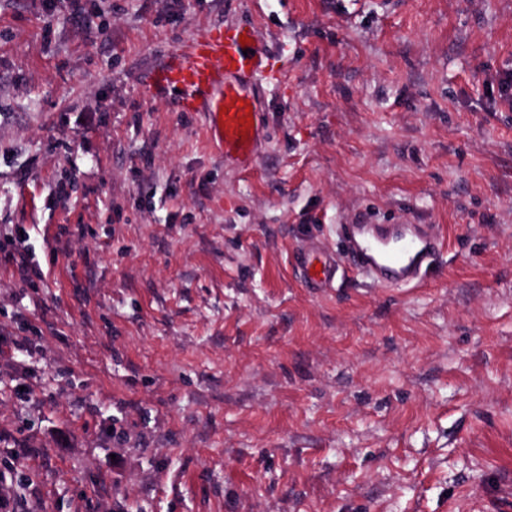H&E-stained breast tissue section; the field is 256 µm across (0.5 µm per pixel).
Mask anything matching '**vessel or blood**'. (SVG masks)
Segmentation results:
<instances>
[{
  "mask_svg": "<svg viewBox=\"0 0 512 512\" xmlns=\"http://www.w3.org/2000/svg\"><path fill=\"white\" fill-rule=\"evenodd\" d=\"M262 72L263 53L254 29L242 25L226 32L219 28L179 51L155 73L151 88L178 91L183 111L205 113L211 141L246 168L255 141L243 138L236 126L246 113L247 84ZM339 232L347 244V263L312 243L297 251L305 287L329 292L348 267L376 288L409 287L422 281L431 260L446 244L436 224H376L363 217L340 225Z\"/></svg>",
  "mask_w": 512,
  "mask_h": 512,
  "instance_id": "obj_1",
  "label": "vessel or blood"
}]
</instances>
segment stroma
Listing matches in <instances>:
<instances>
[{"instance_id":"stroma-1","label":"stroma","mask_w":512,"mask_h":512,"mask_svg":"<svg viewBox=\"0 0 512 512\" xmlns=\"http://www.w3.org/2000/svg\"><path fill=\"white\" fill-rule=\"evenodd\" d=\"M247 24L242 173L149 85ZM512 0H0V494L34 512H512ZM436 224L427 283L295 251ZM296 259L305 288H311L315 293H328L336 287L337 277L344 273L342 264L314 243L303 244L296 253ZM315 264L319 266L318 273H315Z\"/></svg>"}]
</instances>
